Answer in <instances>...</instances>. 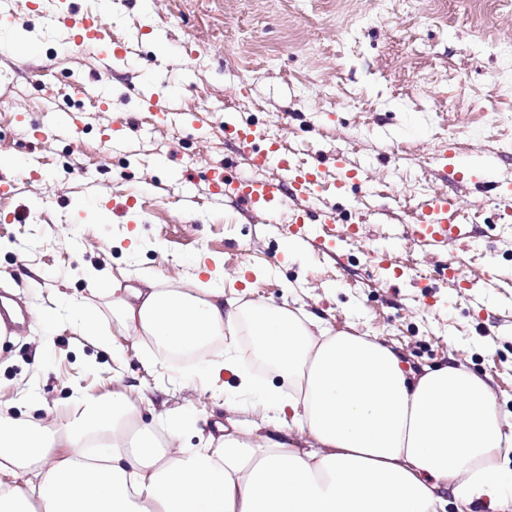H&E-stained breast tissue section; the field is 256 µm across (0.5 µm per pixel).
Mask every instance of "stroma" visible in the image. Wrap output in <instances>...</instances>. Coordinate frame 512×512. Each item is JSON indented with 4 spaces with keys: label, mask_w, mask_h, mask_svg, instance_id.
<instances>
[{
    "label": "stroma",
    "mask_w": 512,
    "mask_h": 512,
    "mask_svg": "<svg viewBox=\"0 0 512 512\" xmlns=\"http://www.w3.org/2000/svg\"><path fill=\"white\" fill-rule=\"evenodd\" d=\"M23 23L0 29L12 68L0 75V296L26 315L0 339V409L65 414L73 395L127 390L144 420L182 414L224 417L251 399L223 374L215 391L194 360L155 353L122 337L121 354L77 329L72 306L94 310L116 333L112 313L85 281L87 266L137 285L208 280L264 303L312 312L333 331L374 336L414 367L456 361L486 377L512 431V0H35ZM99 12L126 42L105 87L111 113L67 97L69 77L97 81V47L77 48L55 28L38 47L28 26L61 11ZM152 79L174 113L165 126L139 111L133 87ZM56 97L68 127L44 139ZM132 129L110 140L111 115ZM288 143L298 166L326 179L317 199L272 202L242 212L217 201L213 170L247 179L236 127ZM355 173L337 187L336 158ZM457 198L468 250L433 255L401 237L436 191ZM335 210L351 227L338 258L296 248L289 231L303 209ZM111 215L99 219L100 211ZM452 267V277L439 275Z\"/></svg>",
    "instance_id": "obj_1"
}]
</instances>
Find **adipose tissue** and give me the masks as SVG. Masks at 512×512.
<instances>
[{
	"instance_id": "ef3b65f1",
	"label": "adipose tissue",
	"mask_w": 512,
	"mask_h": 512,
	"mask_svg": "<svg viewBox=\"0 0 512 512\" xmlns=\"http://www.w3.org/2000/svg\"><path fill=\"white\" fill-rule=\"evenodd\" d=\"M104 287L122 335L193 354L212 382L232 373L258 421L183 444L181 419L144 423L126 393L74 395L68 415L0 411V512H446L449 499L496 512L512 498V445L486 379L450 362L414 370L368 336L335 332L309 312L226 292L216 278ZM247 329L276 380L214 344ZM308 435L295 449L293 434Z\"/></svg>"
}]
</instances>
